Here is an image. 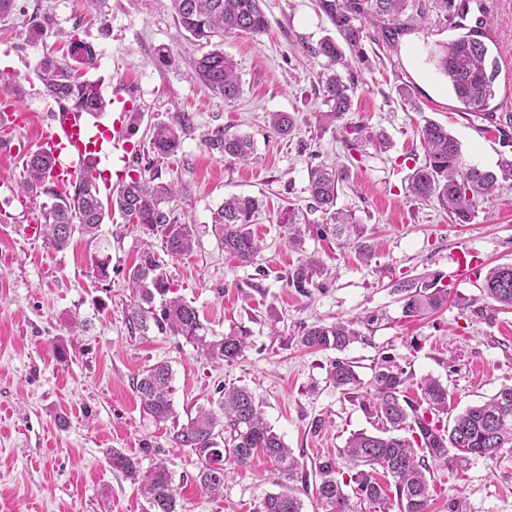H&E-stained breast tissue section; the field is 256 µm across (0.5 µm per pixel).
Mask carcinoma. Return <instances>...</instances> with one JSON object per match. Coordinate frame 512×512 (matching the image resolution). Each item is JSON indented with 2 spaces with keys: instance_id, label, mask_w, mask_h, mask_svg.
<instances>
[{
  "instance_id": "1",
  "label": "carcinoma",
  "mask_w": 512,
  "mask_h": 512,
  "mask_svg": "<svg viewBox=\"0 0 512 512\" xmlns=\"http://www.w3.org/2000/svg\"><path fill=\"white\" fill-rule=\"evenodd\" d=\"M178 24L197 41L210 43L215 37L229 33L258 36L266 32L269 21L262 7L264 0H171ZM320 11L342 38L332 36L319 41L311 50L316 57L327 60L331 72L321 81L323 104L327 110L318 113L319 122L332 126L351 110L355 80L347 82L334 70L349 67L346 53L364 62L362 42L366 24L378 27V38L394 45L400 36L434 11L443 18L461 17L466 0H316ZM489 29L483 24L468 29L454 39L439 43L430 53L429 62L442 75L448 89L463 111L502 126L512 127V113L496 114L491 107L496 97L495 82L499 63L491 56L486 40ZM96 51L89 43L71 44L70 61L61 62L45 56L38 65V78L44 95L57 104L98 114L106 103L97 89L79 80L78 72L95 64ZM193 77L225 102L231 103L242 94V82L233 60L216 46L192 62ZM272 130L288 135L293 117L274 112L269 118ZM191 127V116L184 113L178 123H158L152 127L148 152L156 159L175 157L182 148L184 131ZM425 150L424 162L412 168L408 191L414 199L432 202L458 224H468L475 217L478 200L503 183L512 182V159L504 158L498 170L465 167L460 145L448 134V128L427 121L418 129ZM342 142L349 153H360L372 145L387 147L384 134L373 133L364 126H344ZM211 153L230 161L249 163L258 160L254 144L247 136L228 134L222 129L211 132L204 140ZM53 159L42 150L28 152L23 157L26 173L24 188L28 192L42 191L51 199L41 224V234L47 248L65 250L75 232L93 241L109 212L116 209L126 223L141 228L146 234L158 235L166 255L177 258L193 247L192 230L178 221L170 207L180 192L170 183H157L155 178L129 177L118 192L102 200L96 162L88 160L80 179L72 189L58 191L49 182ZM347 167L317 165L308 170L309 211L319 212L322 222H309L304 213L292 207L280 216L288 225V243L302 244L305 235L345 237L352 241L359 257L368 260L371 246L364 242V226L355 216L336 208L338 190L346 182ZM261 208L260 200L252 196H234L214 212L212 230L224 251L244 263H252L262 251L252 224ZM320 261L311 256L288 271L287 285L304 289L314 278L323 274ZM134 301L128 309L130 328L146 333L151 327L170 336L182 337L196 346L205 358L232 363L242 357L250 346V331L233 326L215 339H207V328L198 311L181 297H170L158 310L153 309L155 297L170 292L155 252L147 250L130 274ZM438 276L427 275L399 282L394 293L402 305L404 316L424 318L441 310L448 303V289L438 286ZM482 297L492 310L512 309V264L497 265L484 276ZM375 316L354 320L307 325L299 341L307 348L342 351L357 341L361 332L356 325H370ZM172 372L164 363L143 370L133 382L143 412L159 423L172 422V439L181 448H190L204 458L198 474L205 491L218 494L224 489L226 468L231 462L245 466L257 452H262L282 466L281 491L264 497L256 512H303L301 490L297 483L306 482L299 472V462L293 452L265 422L252 391L246 386L224 388L217 408L198 407L187 423L179 424L170 399ZM410 375L382 360L374 367L371 388L358 393L361 380L353 362L336 360L328 371L329 384L353 399L360 400L365 412L382 423L380 433L354 432L347 439L342 455L350 462L354 473L349 481L336 479L335 462L328 459L318 465V499L324 512H350L349 498L344 488L353 483L355 493L375 505L379 512H428L429 481L432 466L448 467L478 457L494 461L503 450L512 453V385L500 387L488 400L452 414L448 387L432 376L417 382L419 399L405 395ZM453 415L443 422V417ZM405 431L410 436L397 435ZM225 448L217 447L221 434ZM112 469L139 485L148 504L147 512H183L170 471L159 461L142 470L139 461L116 448L105 450ZM392 480L395 494L380 482L377 474Z\"/></svg>"
}]
</instances>
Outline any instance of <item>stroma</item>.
Instances as JSON below:
<instances>
[{"mask_svg": "<svg viewBox=\"0 0 512 512\" xmlns=\"http://www.w3.org/2000/svg\"><path fill=\"white\" fill-rule=\"evenodd\" d=\"M468 2L466 26L487 21L489 47L500 61L493 104L512 112V0ZM264 10L266 33L229 34L221 44L242 80L240 98L229 104L191 78L203 48L179 30L171 0H16L14 10L0 15V71L14 75L0 88V110L30 112L28 125L11 134L25 150H37L38 126L56 108L41 91L37 66L44 56H67L73 40L97 52L83 80L106 97L116 84L133 85L145 123L172 124L179 113H191L177 157L156 163L143 152L127 172L181 187L172 207L190 224L195 244L180 259L164 257V275L174 294L198 310L209 335L241 325L252 343L229 364L204 359L183 338L131 330L128 273L148 235L115 212L97 240L77 234L65 251L46 249L25 231L42 222L43 200L23 193L21 157L0 156V512H144L137 486L109 466V448L135 456L145 469L165 462L186 512H256L267 494L278 492L279 467L263 455L232 467L222 494L201 488V458L172 442L169 425L143 413L132 386L160 362L171 368L170 398L182 423L223 387H249L265 420L304 465V512L319 507L317 463L337 457L351 433L377 428L357 400L329 384L336 359L352 361L367 382L374 362L390 358L412 376V398L417 379L438 378L458 411L512 385V310H484L480 290L489 268L512 263V188L486 196L467 224L407 192L414 162L424 159L417 130L425 120L448 128L464 165L493 170L501 156L512 157L494 124L459 109L428 61L435 44L453 39L455 30L432 12L397 45L365 39L368 62L356 68L354 106L343 122L384 132L391 146H368L352 157L339 130L317 117L326 61L309 49L332 34L330 23L316 0H265ZM35 22L46 26L45 39L29 40ZM403 87L411 101L401 97ZM272 112L293 113L291 135L271 130ZM218 128L250 136L260 163L244 166L209 153L203 140ZM317 164L347 166L336 206L363 224L371 260L313 234L301 247L289 245L281 213L291 205L307 208V172ZM233 195L264 204L253 226L264 249L247 265L225 253L212 232L214 211ZM465 249L480 258L477 270L458 271ZM101 255L110 258L104 281L93 270ZM310 255L328 273L302 294L288 287V271ZM424 274L439 276L448 304L424 319L404 317L393 286ZM369 313L378 322L345 350H312L298 340L302 326ZM429 488V512H448L455 499L468 512H512V457L433 468Z\"/></svg>", "mask_w": 512, "mask_h": 512, "instance_id": "35a3bbf8", "label": "stroma"}]
</instances>
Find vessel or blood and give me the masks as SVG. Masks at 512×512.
Wrapping results in <instances>:
<instances>
[{"label":"vessel or blood","instance_id":"obj_1","mask_svg":"<svg viewBox=\"0 0 512 512\" xmlns=\"http://www.w3.org/2000/svg\"><path fill=\"white\" fill-rule=\"evenodd\" d=\"M136 92L130 85L113 90L112 100L120 106L111 125L90 128L84 112L67 109L54 113L40 133V148L50 153L55 165L50 180L56 189L73 184L84 163L91 158L111 157L113 164L129 163L140 151L134 140L128 114L134 111Z\"/></svg>","mask_w":512,"mask_h":512}]
</instances>
